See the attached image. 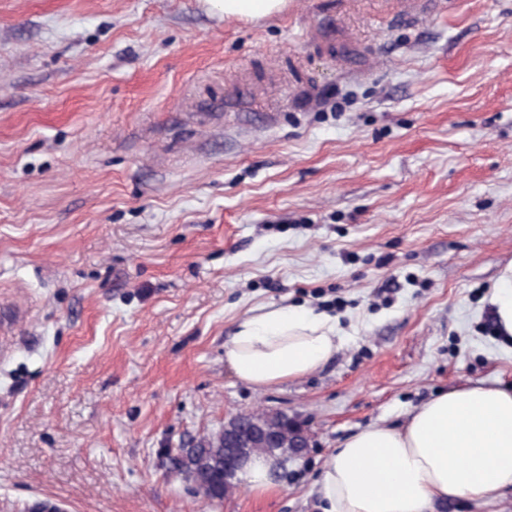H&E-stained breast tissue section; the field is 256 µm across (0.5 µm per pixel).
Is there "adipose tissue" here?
Returning <instances> with one entry per match:
<instances>
[{"label":"adipose tissue","instance_id":"obj_1","mask_svg":"<svg viewBox=\"0 0 512 512\" xmlns=\"http://www.w3.org/2000/svg\"><path fill=\"white\" fill-rule=\"evenodd\" d=\"M227 18L258 19L288 0H204ZM342 338L326 315L273 309L247 320L225 356L236 376L266 387L309 374ZM512 489V390L472 386L440 393L400 428L375 425L347 438L319 480L322 512H434L454 499L491 500Z\"/></svg>","mask_w":512,"mask_h":512}]
</instances>
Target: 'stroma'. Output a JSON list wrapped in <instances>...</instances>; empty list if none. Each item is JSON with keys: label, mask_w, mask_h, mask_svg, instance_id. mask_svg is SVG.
Masks as SVG:
<instances>
[{"label": "stroma", "mask_w": 512, "mask_h": 512, "mask_svg": "<svg viewBox=\"0 0 512 512\" xmlns=\"http://www.w3.org/2000/svg\"><path fill=\"white\" fill-rule=\"evenodd\" d=\"M512 0H0V512H320L329 455L456 386L512 388ZM297 307L341 344L257 388ZM308 424L278 488L162 465L238 413ZM207 8L225 18L258 19L281 12L288 0H202ZM490 302L495 310L498 332L512 339V263L498 276ZM341 341L329 316L278 308L247 320L225 356L240 380L261 388L319 369Z\"/></svg>", "instance_id": "stroma-1"}]
</instances>
